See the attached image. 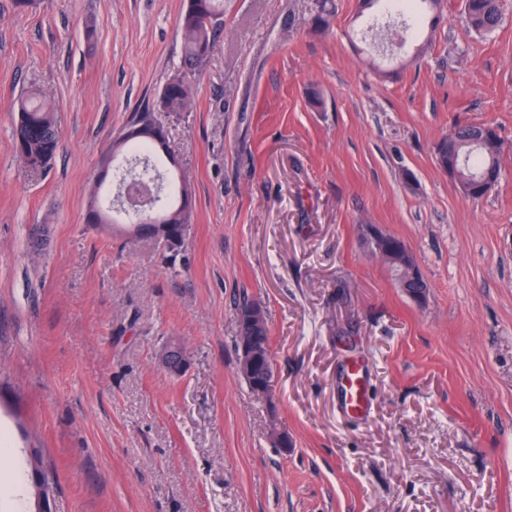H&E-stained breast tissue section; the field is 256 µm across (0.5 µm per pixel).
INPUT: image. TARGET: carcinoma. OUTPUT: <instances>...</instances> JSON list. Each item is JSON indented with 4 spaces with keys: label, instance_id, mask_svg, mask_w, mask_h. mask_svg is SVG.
<instances>
[{
    "label": "carcinoma",
    "instance_id": "carcinoma-1",
    "mask_svg": "<svg viewBox=\"0 0 512 512\" xmlns=\"http://www.w3.org/2000/svg\"><path fill=\"white\" fill-rule=\"evenodd\" d=\"M420 3L434 13L440 0H409L411 23L406 25V29L416 33L425 28V15L418 7ZM335 10L334 0H315L311 13L313 27L328 29ZM464 14L467 29L485 36L492 34L502 21L499 0H464ZM179 28L183 40L181 66L167 77L156 101L158 109L166 112L192 111V77L206 65L217 35L224 30V0H186L179 16ZM151 118L149 112L131 116L130 122L140 124L142 128L133 137L122 134L116 137L112 145V170L119 179L120 195L132 181L156 186L151 206L169 227L168 242L163 244V258L167 259L182 251L186 240L184 233L190 232L193 210L182 206V195H192V186L186 175L178 173L177 159L167 144L155 140V126L151 125ZM477 131L476 125L457 124L437 145L440 159L457 167L455 181L462 190L476 173L490 165L496 173H501L500 136L474 147L469 145V140ZM60 137L57 114L44 98L34 94L21 104L14 129V148L29 172L39 174L50 167ZM122 214L127 217V223L137 224L138 235L151 239L156 237V225L137 223L135 215L112 202L104 206L95 198L90 201L91 224H117L118 216Z\"/></svg>",
    "mask_w": 512,
    "mask_h": 512
}]
</instances>
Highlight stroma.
Segmentation results:
<instances>
[{
    "instance_id": "stroma-1",
    "label": "stroma",
    "mask_w": 512,
    "mask_h": 512,
    "mask_svg": "<svg viewBox=\"0 0 512 512\" xmlns=\"http://www.w3.org/2000/svg\"><path fill=\"white\" fill-rule=\"evenodd\" d=\"M185 0H0V512H512V0L484 37L443 0L423 53L359 0H224L190 112H160ZM54 106L50 170L14 151L31 91ZM154 111L193 190L175 265L88 223L133 113ZM490 124L502 175L462 194L435 146ZM399 237L398 287L364 240ZM261 301L274 387L237 369L235 308ZM187 350L170 373L159 353ZM365 414L338 395L350 362ZM289 445L274 446L271 425ZM335 10L334 0H315L310 19L313 27L321 30L328 29L332 24Z\"/></svg>"
}]
</instances>
